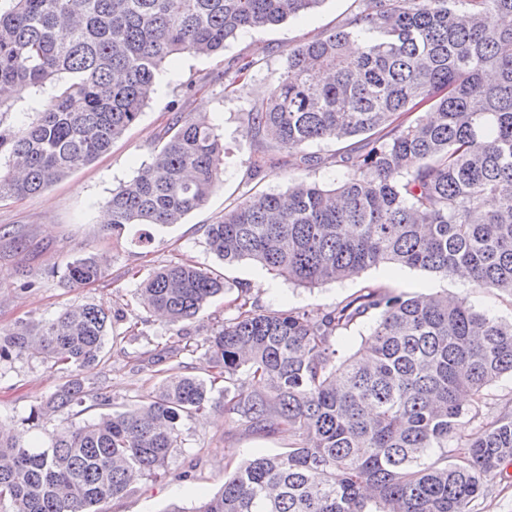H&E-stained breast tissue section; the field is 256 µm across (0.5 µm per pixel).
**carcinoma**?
Segmentation results:
<instances>
[{
	"label": "carcinoma",
	"instance_id": "1",
	"mask_svg": "<svg viewBox=\"0 0 512 512\" xmlns=\"http://www.w3.org/2000/svg\"><path fill=\"white\" fill-rule=\"evenodd\" d=\"M0 6V113L18 86L50 88L31 121L0 120V198L37 194L105 153L154 97L162 65L211 55L247 27L277 25L321 0H7ZM349 22L288 48L244 134L286 154L293 169L321 159L319 141L364 135L350 170L327 189L304 179L254 193L207 226L226 263L249 259L302 286L340 283L382 264L450 276L512 298V0H357ZM364 42L353 54V39ZM420 103L433 120L400 117ZM161 145L134 179L112 190V232L179 224L220 181L224 144L207 117L174 112ZM104 274L90 256L64 280ZM224 277L174 264L140 284L139 299L172 324L197 317ZM235 314L204 339L212 379L173 374L146 400L108 408L74 430L28 445L0 437V505L9 512H101L145 478L164 475L183 444L180 421L202 411L221 380L251 372L227 411L252 428L282 427L302 443L249 459L196 512H473L487 481L512 463V412L479 420V403L512 376V322L463 298L361 288L317 313L268 312L247 290ZM375 322L363 347L338 355L331 338ZM109 315L72 308L22 323L0 358L33 346L72 376L48 400L84 402L82 375L105 344Z\"/></svg>",
	"mask_w": 512,
	"mask_h": 512
}]
</instances>
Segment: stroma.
Segmentation results:
<instances>
[{
    "instance_id": "35a3bbf8",
    "label": "stroma",
    "mask_w": 512,
    "mask_h": 512,
    "mask_svg": "<svg viewBox=\"0 0 512 512\" xmlns=\"http://www.w3.org/2000/svg\"><path fill=\"white\" fill-rule=\"evenodd\" d=\"M356 10L355 0H321L281 24L238 32L215 54L179 55L165 64L156 97L106 154L36 195L0 199V337L18 324H35L83 305L101 308L112 319L100 363L84 374V403L52 413L39 426L25 424V416L69 380L70 367L31 353L0 360V428L5 433L39 444L51 432L96 418V396H110L117 407L138 403L157 390L163 378L158 358L172 350L185 363L186 374L209 377L210 364L200 346L231 315L230 303L242 291L266 311L315 313L360 288L381 285L406 294L445 292L466 299L477 311L512 320V299L419 268L380 265L342 283L305 287L249 260L223 263L209 249L207 224L242 196L285 191L294 177L326 188L346 179L348 170L336 158L339 143L309 145L322 162L299 172L264 164V143L245 137L244 128L248 112L267 98L283 73L289 46L324 36ZM243 57L259 65L247 79L233 81L234 65ZM174 110L205 113L218 127L227 151L224 173L204 208L183 223L156 229L144 249L134 241V228L112 234L102 216L113 189L149 162L156 136ZM88 256L105 259V276L90 285H63L67 265ZM174 262L219 271L225 283L223 294L212 298L193 322L179 325L148 312L137 294L154 269ZM226 400L223 384H216L205 409L183 420L184 442L168 472L108 500L103 512H171L175 507L195 512L241 461L296 446L297 437L287 431L254 432L225 411Z\"/></svg>"
}]
</instances>
